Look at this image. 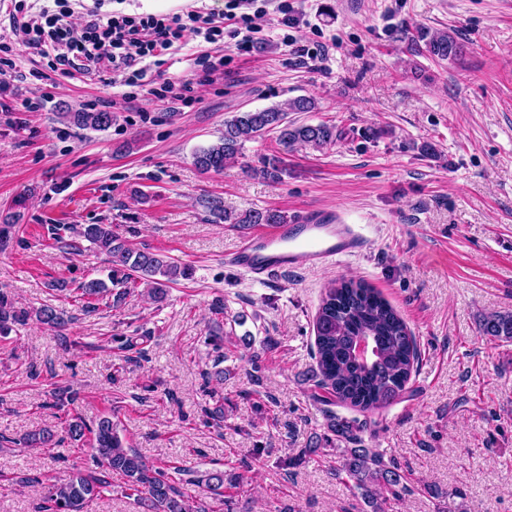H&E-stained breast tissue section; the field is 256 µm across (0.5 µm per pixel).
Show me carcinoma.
Segmentation results:
<instances>
[{
    "mask_svg": "<svg viewBox=\"0 0 512 512\" xmlns=\"http://www.w3.org/2000/svg\"><path fill=\"white\" fill-rule=\"evenodd\" d=\"M411 41L417 51H425L437 61L459 60L465 44L446 31L431 33L416 30ZM315 102L297 97L284 104H274L257 111L235 113L224 121V134L218 141L195 151L193 163L202 173H220L224 165L241 155L242 144L267 133L277 134L283 148L308 145L323 149L336 143L340 133L327 123L307 124L288 119L290 112H311ZM61 118L74 126L93 131L112 127L115 116L110 112H63ZM283 168L277 156L263 160L259 173L272 180L281 177ZM209 213L226 224H282L287 221L276 210H249L237 215L224 208L221 201H204ZM81 236L107 256L112 265L109 281L92 279L80 285L81 296L97 298L109 292V286H125L133 274L146 281L154 301L162 300L167 284L188 275V269L149 251L134 250L112 232L110 224H87ZM63 328L68 318L62 311L43 306L27 309L16 306L0 294V335L12 327L24 325L31 318ZM481 332L500 340H512V312L494 313L486 317ZM317 387L337 401L362 410H379L396 402L406 390L415 362L419 359L416 336L392 306L373 289L354 279L333 282L325 289L314 321ZM369 336L375 342L372 362L357 361L351 354L355 338ZM330 431L337 440L354 444L342 451L343 470L355 481L368 512H385L389 492L397 497L406 490L404 475L383 454L360 445L352 422L339 417L330 419ZM66 434L74 441L92 435L96 454L93 468L77 471L65 482L48 487L43 512H84L105 483L97 470L112 471L125 478V485L135 497L142 512H193L190 499L175 485L168 470L146 462L140 454L125 446L109 417L101 418L91 427L79 416L71 420ZM29 446L53 448L61 443L47 430L28 438ZM207 491L224 501V473H211L205 479Z\"/></svg>",
    "mask_w": 512,
    "mask_h": 512,
    "instance_id": "obj_1",
    "label": "carcinoma"
}]
</instances>
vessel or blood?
Segmentation results:
<instances>
[{
	"label": "vessel or blood",
	"instance_id": "1",
	"mask_svg": "<svg viewBox=\"0 0 512 512\" xmlns=\"http://www.w3.org/2000/svg\"><path fill=\"white\" fill-rule=\"evenodd\" d=\"M367 246L359 225L344 223L334 212L310 209L284 224L257 225L225 263L262 281L283 272L329 266Z\"/></svg>",
	"mask_w": 512,
	"mask_h": 512
}]
</instances>
